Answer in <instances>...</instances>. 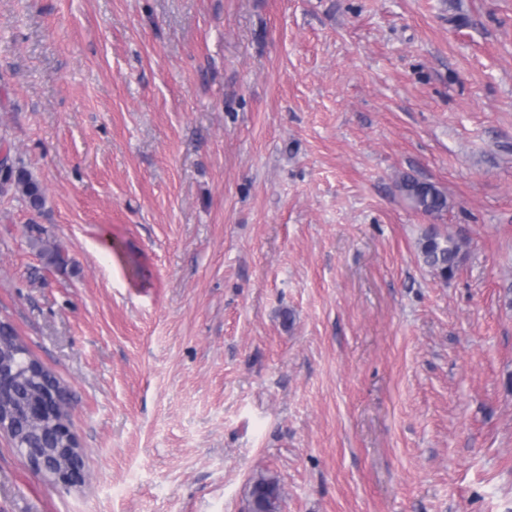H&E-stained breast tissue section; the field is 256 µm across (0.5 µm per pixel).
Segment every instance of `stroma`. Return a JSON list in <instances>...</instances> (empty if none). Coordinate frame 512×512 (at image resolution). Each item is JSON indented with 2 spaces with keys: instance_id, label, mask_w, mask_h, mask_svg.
Returning <instances> with one entry per match:
<instances>
[{
  "instance_id": "35a3bbf8",
  "label": "stroma",
  "mask_w": 512,
  "mask_h": 512,
  "mask_svg": "<svg viewBox=\"0 0 512 512\" xmlns=\"http://www.w3.org/2000/svg\"><path fill=\"white\" fill-rule=\"evenodd\" d=\"M4 157L0 321L88 482L0 432V512H512V0H0ZM0 181L3 184H13L16 189L25 197L32 209H41L45 199L42 187L34 180L31 174L22 165L0 167ZM399 189L413 207L426 215H438L448 208L447 195L434 183L403 176ZM418 250L422 264L439 278L447 280L459 267L463 242L429 229L420 240ZM58 434L67 439L65 448H24L28 444L46 438L48 425L39 426L35 431L20 427L19 440H14L19 453L37 474L51 478L63 487H73L85 482L84 451L65 419L60 421ZM282 493L275 477L260 476L251 485L248 512H279Z\"/></svg>"
}]
</instances>
